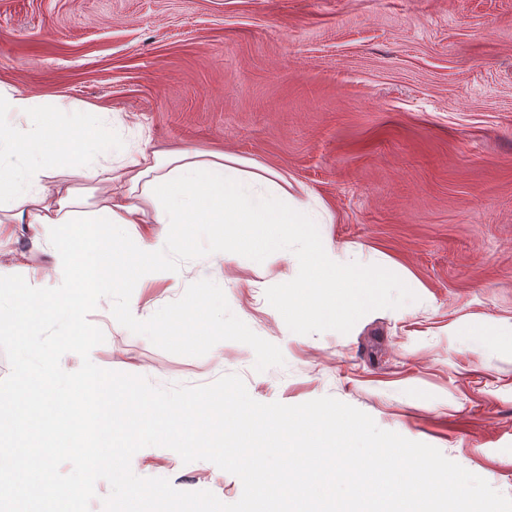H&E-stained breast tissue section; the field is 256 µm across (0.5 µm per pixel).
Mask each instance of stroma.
Listing matches in <instances>:
<instances>
[{
    "label": "stroma",
    "instance_id": "1",
    "mask_svg": "<svg viewBox=\"0 0 512 512\" xmlns=\"http://www.w3.org/2000/svg\"><path fill=\"white\" fill-rule=\"evenodd\" d=\"M0 83L101 107L127 144L224 151L285 174L327 204L333 221L316 233L382 274L373 311L300 326L287 261L302 237L261 263L186 261L138 281L137 318L208 275L283 365L256 371L235 341L169 353L117 323L108 298L88 315L105 334L95 365L157 388L235 374L261 403L331 396L512 498V0H0ZM168 231L112 234L132 258ZM69 233L41 226L0 244L15 295L65 296ZM131 468L226 503L242 494L236 476L164 447Z\"/></svg>",
    "mask_w": 512,
    "mask_h": 512
}]
</instances>
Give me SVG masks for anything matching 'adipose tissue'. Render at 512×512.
<instances>
[{
	"label": "adipose tissue",
	"instance_id": "obj_1",
	"mask_svg": "<svg viewBox=\"0 0 512 512\" xmlns=\"http://www.w3.org/2000/svg\"><path fill=\"white\" fill-rule=\"evenodd\" d=\"M69 111L84 136L62 138L58 116ZM4 114L20 121L0 120V238L14 224L97 227L95 234L75 235L60 253L66 297L50 302L33 293L22 307L66 317L74 300L124 285L129 268L148 271L157 243H142L135 263L119 261L112 238L116 224H183L195 234L214 224H262L268 234L255 252L260 259L280 249L291 230L307 243L299 287L338 292L335 304L318 311L321 322L375 305L377 274L351 261L350 249H332L316 234V225L332 221L326 204L307 190L292 191L281 174L230 153L158 151L145 141L119 147L109 113L48 102L0 84V117ZM114 154L118 165L106 166ZM74 177L83 180V188L71 186Z\"/></svg>",
	"mask_w": 512,
	"mask_h": 512
}]
</instances>
